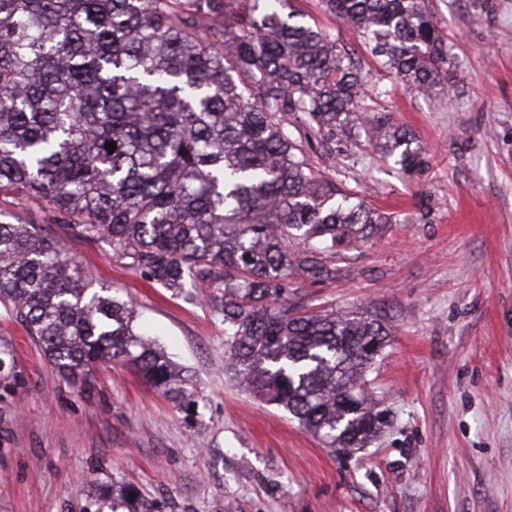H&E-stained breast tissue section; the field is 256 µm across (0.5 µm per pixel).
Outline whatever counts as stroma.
Wrapping results in <instances>:
<instances>
[{
    "label": "stroma",
    "instance_id": "obj_1",
    "mask_svg": "<svg viewBox=\"0 0 512 512\" xmlns=\"http://www.w3.org/2000/svg\"><path fill=\"white\" fill-rule=\"evenodd\" d=\"M448 50L425 96L324 0H290L361 70L377 115L421 150L410 170L370 126L305 144L311 167L389 222L323 256L331 278L289 277L310 312L384 316L368 389L392 425L336 451L228 368L224 318L34 205L14 212L63 239L93 287L135 314L195 403L184 409L121 360L74 377L0 305L21 384L0 390V512H92L98 483L131 485L155 512H512V0H421Z\"/></svg>",
    "mask_w": 512,
    "mask_h": 512
}]
</instances>
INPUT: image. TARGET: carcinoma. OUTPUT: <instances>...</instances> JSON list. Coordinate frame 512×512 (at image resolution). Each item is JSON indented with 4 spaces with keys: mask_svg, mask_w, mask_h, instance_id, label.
Returning a JSON list of instances; mask_svg holds the SVG:
<instances>
[{
    "mask_svg": "<svg viewBox=\"0 0 512 512\" xmlns=\"http://www.w3.org/2000/svg\"><path fill=\"white\" fill-rule=\"evenodd\" d=\"M286 4L264 0L217 50L205 22L232 0H0V196L61 215L165 288L192 282L224 316L235 374L330 447L364 448L389 426L366 389L388 325L284 301L295 269L329 275L320 255L388 219L348 194L332 201L286 115L308 113L325 137L371 121L375 146L404 169L420 151L370 120L356 66ZM327 4L414 90L441 85L448 53L421 0ZM2 301L59 373L122 358L195 404L133 310L92 289L59 240L0 209Z\"/></svg>",
    "mask_w": 512,
    "mask_h": 512,
    "instance_id": "cac0c4a2",
    "label": "carcinoma"
}]
</instances>
